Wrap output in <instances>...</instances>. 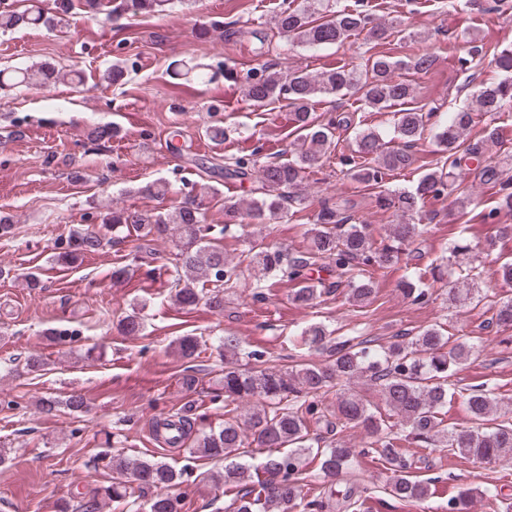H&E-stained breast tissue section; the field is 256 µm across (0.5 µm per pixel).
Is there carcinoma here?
I'll return each mask as SVG.
<instances>
[{
    "label": "carcinoma",
    "mask_w": 512,
    "mask_h": 512,
    "mask_svg": "<svg viewBox=\"0 0 512 512\" xmlns=\"http://www.w3.org/2000/svg\"><path fill=\"white\" fill-rule=\"evenodd\" d=\"M166 2L54 0L51 11L0 3V34L19 28L51 29L58 18L77 6L90 18L103 13L112 25L119 26L122 20L154 12ZM275 25L287 40L306 48L340 45L360 31L367 32L377 46L400 37V30L393 25L372 23L363 5L351 7L341 4V0H301L297 5L291 0L275 16ZM433 63L429 53L402 62L387 53L374 52L357 64H344L317 75L302 70L283 74L264 66L241 76L230 67L224 68V79L242 84L250 105L264 108L285 103L297 132L291 157L285 161L273 159L261 164L254 153L244 152L224 166L225 176L257 184L251 189L255 197L241 213L239 225L267 224L293 215L294 208L301 209L303 198L292 189L336 150V130L349 128L355 121L353 112H337L327 118L313 112L314 104L326 97L350 94L367 108L394 109L389 140L373 128L363 129L356 133L354 155L341 159L356 181L376 186L390 173L412 167L417 162L414 148L436 113L415 104L413 84L401 70L426 72ZM65 78L67 74L46 64L32 65L0 70V88L48 87ZM472 98L477 109L451 112L448 123L438 127L435 139L441 157L434 166L420 176L413 190L377 196L380 208L411 216L425 198L460 191L465 171L473 170L480 180L499 186L496 205L481 214L482 222L497 224L502 212L512 213V178L506 171L481 162L484 144L501 138L499 127L486 125L480 142L462 138L475 123L476 112L492 116L512 105V81L490 86L480 83ZM117 134V127L111 124H99L89 132L92 140L104 142ZM215 194L210 186L194 187L183 202L150 215L128 208L108 210L99 215V220L112 238L89 229H73L59 258L75 261L109 243L117 245L126 238L125 232L132 230L141 238H166L173 244V298L184 308L192 309L203 301L214 312L224 311V292L238 288L248 268L261 270L265 278L292 284L289 298L295 304L314 307L320 298L345 286L348 301L365 307L375 292L369 270L395 266L422 233V225L409 222L391 224L382 233L372 224L353 222V216L340 205L325 201L316 223L307 229L309 245L305 250L292 252L254 238L233 262L222 245L230 225L206 223L205 201ZM431 277L432 282L448 287V301L453 305L483 300L473 288L451 285L446 265L432 267ZM117 326L126 336H138L143 321L133 311L118 319ZM487 326H512V297L495 302ZM301 339L308 349L326 355V359L297 361L283 368L269 364L265 351L253 349L246 353L248 366L243 367L234 360L238 339L226 332L220 340L224 424L202 433L193 453L231 461L250 442L268 452L260 471L253 476L247 468L232 463L222 472L209 474L215 486L237 489L234 512H288V506L299 498L302 457L307 454L317 459L324 494L332 497L336 478L351 470L357 458L356 450L339 438L348 429L358 430L366 438L362 453L371 450L385 462L392 473L389 495L400 500L423 502L431 495L430 482L410 472L412 463L401 450L404 438L420 447L445 448L480 462L512 459V423L501 418L500 399L491 390L480 385L466 389L464 400L472 426L448 427V378L475 352L471 337L458 336L445 325L435 324L415 333L398 334L383 345L362 336H335L325 324L317 322L302 330ZM177 352L193 361L204 352L203 343L195 336H184L178 341ZM361 380L379 389L380 400L389 413H382L379 406L356 391L355 385ZM61 405L78 414L85 402L79 395L63 402L53 397H41L36 402L39 412L47 415ZM313 425L322 436H311ZM191 427L192 417L182 414L175 419H157L153 431L167 445L178 447ZM285 447L288 451L276 453ZM112 469L137 485L146 498L147 512H177L179 500L170 496L167 488L181 479L183 471L161 460L120 454L112 457ZM476 496L486 499L492 509L502 504L495 488L461 487L448 496V512H469Z\"/></svg>",
    "instance_id": "cac0c4a2"
}]
</instances>
